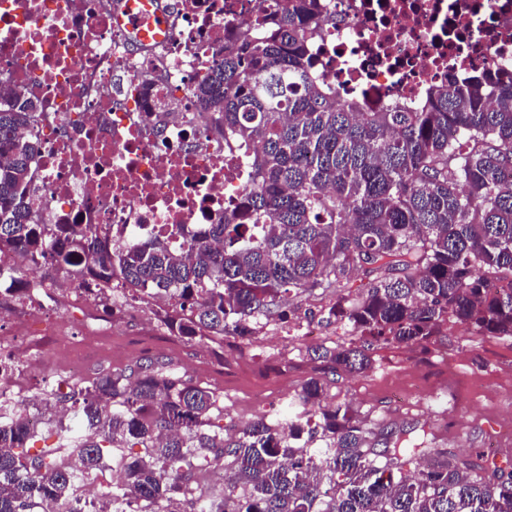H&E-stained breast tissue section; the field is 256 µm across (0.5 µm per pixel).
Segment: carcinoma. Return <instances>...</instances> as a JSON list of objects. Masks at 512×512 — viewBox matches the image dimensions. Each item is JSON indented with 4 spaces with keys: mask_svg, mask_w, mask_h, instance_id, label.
I'll use <instances>...</instances> for the list:
<instances>
[{
    "mask_svg": "<svg viewBox=\"0 0 512 512\" xmlns=\"http://www.w3.org/2000/svg\"><path fill=\"white\" fill-rule=\"evenodd\" d=\"M314 0H275L194 88L215 124L255 145L241 220L185 235L177 224L121 244L93 224H46L32 206L41 103L14 83L0 97V258L73 267L100 290L159 298L176 336L249 342L288 323L285 301L336 295L327 322L351 339L307 350L333 372L374 350L425 347L448 324L512 337V74L430 87L415 106L366 112L312 68ZM371 278L358 287L353 271ZM310 378L279 419L224 428V399L151 359L48 397L72 417L0 404V512H512V462L434 446L428 432L371 427ZM66 444L30 453L32 419ZM119 451L122 483L82 484ZM224 470L202 483L198 459ZM411 458L427 465L409 476Z\"/></svg>",
    "mask_w": 512,
    "mask_h": 512,
    "instance_id": "obj_1",
    "label": "carcinoma"
}]
</instances>
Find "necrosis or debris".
I'll use <instances>...</instances> for the list:
<instances>
[{"label":"necrosis or debris","instance_id":"4bbe7bcc","mask_svg":"<svg viewBox=\"0 0 512 512\" xmlns=\"http://www.w3.org/2000/svg\"><path fill=\"white\" fill-rule=\"evenodd\" d=\"M273 0H162L168 33L119 26L129 0H0V84L43 102L31 198L49 224H97L113 242L171 224H219L243 202L253 146L196 109L222 47ZM308 51L340 97L371 112L428 87L512 69V0H317ZM161 82L145 89L153 75Z\"/></svg>","mask_w":512,"mask_h":512}]
</instances>
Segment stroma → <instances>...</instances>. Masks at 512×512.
Returning a JSON list of instances; mask_svg holds the SVG:
<instances>
[{"instance_id": "stroma-1", "label": "stroma", "mask_w": 512, "mask_h": 512, "mask_svg": "<svg viewBox=\"0 0 512 512\" xmlns=\"http://www.w3.org/2000/svg\"><path fill=\"white\" fill-rule=\"evenodd\" d=\"M36 281L51 290V307L35 299L0 294V308L10 312L26 336L49 331L80 341L90 316L73 310L71 288L61 286L54 271L41 268ZM331 295L302 299L315 335H303L298 322H272L258 339L217 345L170 335L158 321L155 305L128 303L126 315L112 324V346L85 357L89 376L125 371L153 358L171 364L195 382L224 394V425L242 426L263 416L273 421L279 409L314 376L329 382L327 399L348 403L368 419L386 417L394 425L433 432L438 447L460 457L483 454L486 467L512 457V338L482 336L462 325L449 326L424 347L400 346L374 352L361 374L332 373L306 357L307 348L348 338L347 326L326 323L321 309Z\"/></svg>"}]
</instances>
